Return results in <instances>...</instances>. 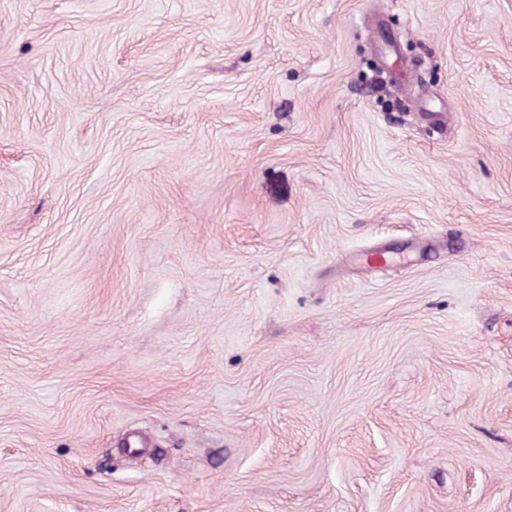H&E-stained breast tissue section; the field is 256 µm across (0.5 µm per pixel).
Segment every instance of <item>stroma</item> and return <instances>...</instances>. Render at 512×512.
Masks as SVG:
<instances>
[{"label": "stroma", "instance_id": "stroma-1", "mask_svg": "<svg viewBox=\"0 0 512 512\" xmlns=\"http://www.w3.org/2000/svg\"><path fill=\"white\" fill-rule=\"evenodd\" d=\"M0 512H512V0H0Z\"/></svg>", "mask_w": 512, "mask_h": 512}]
</instances>
